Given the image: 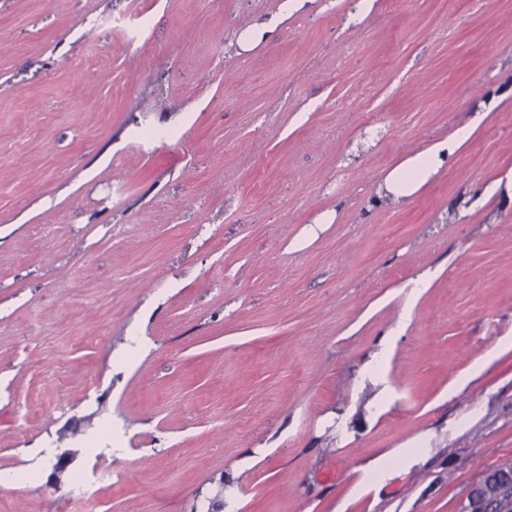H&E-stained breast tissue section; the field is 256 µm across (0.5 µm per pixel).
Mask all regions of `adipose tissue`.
I'll use <instances>...</instances> for the list:
<instances>
[{
  "label": "adipose tissue",
  "mask_w": 512,
  "mask_h": 512,
  "mask_svg": "<svg viewBox=\"0 0 512 512\" xmlns=\"http://www.w3.org/2000/svg\"><path fill=\"white\" fill-rule=\"evenodd\" d=\"M471 133V128H461L448 140L401 162L387 179V191L410 194L418 190L439 171L447 157L465 144Z\"/></svg>",
  "instance_id": "ef3b65f1"
}]
</instances>
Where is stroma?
Wrapping results in <instances>:
<instances>
[{"mask_svg":"<svg viewBox=\"0 0 512 512\" xmlns=\"http://www.w3.org/2000/svg\"><path fill=\"white\" fill-rule=\"evenodd\" d=\"M355 2L0 0V467L69 459L0 512H468L512 460V0ZM474 126L462 127L448 140L437 143L426 151L407 158L389 175L386 190L412 194L434 176L444 163L466 142ZM123 481L119 478L114 479L111 471H101L93 483L86 476H78L74 483L75 493L55 504V512H80L92 502L97 489L103 485L119 486Z\"/></svg>","mask_w":512,"mask_h":512,"instance_id":"stroma-1","label":"stroma"}]
</instances>
